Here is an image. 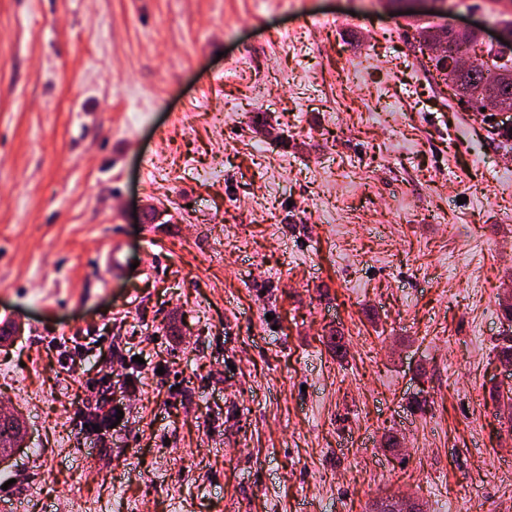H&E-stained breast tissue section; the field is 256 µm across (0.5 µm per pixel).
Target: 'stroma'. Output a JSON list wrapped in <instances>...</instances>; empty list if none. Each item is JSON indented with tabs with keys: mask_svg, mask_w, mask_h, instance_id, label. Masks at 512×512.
Returning a JSON list of instances; mask_svg holds the SVG:
<instances>
[{
	"mask_svg": "<svg viewBox=\"0 0 512 512\" xmlns=\"http://www.w3.org/2000/svg\"><path fill=\"white\" fill-rule=\"evenodd\" d=\"M426 0H0V410L24 512H512V116ZM122 267L103 280L111 240ZM98 351L85 375L68 358ZM118 392L93 429L72 407ZM444 27L446 26H440V30H447ZM417 34L418 46L423 49V53L428 52L430 60L434 62L435 70L443 77L444 83L448 85L451 82L456 86V95H460L462 98H471L477 95L476 99L480 100L482 108L487 106V99L499 100L502 104L512 108V60L510 58L501 57L499 64H493L492 68L498 73V81L493 85H487L483 81V70L490 69L491 66L482 60L477 62L472 70L448 72V65L450 69L462 70L473 66V64L463 65L471 60L460 32H456L455 36L454 32L448 29L447 32L439 34L434 27H427L418 28ZM455 37H457V50L448 60L447 65L446 57L436 51L439 47H446V51L451 52L456 44ZM20 417L12 414L10 419L1 420L0 418V437L2 434H7V439L2 442L0 438V463L8 461L15 452L22 448V438L17 436L11 431L19 428Z\"/></svg>",
	"mask_w": 512,
	"mask_h": 512,
	"instance_id": "obj_1",
	"label": "stroma"
}]
</instances>
